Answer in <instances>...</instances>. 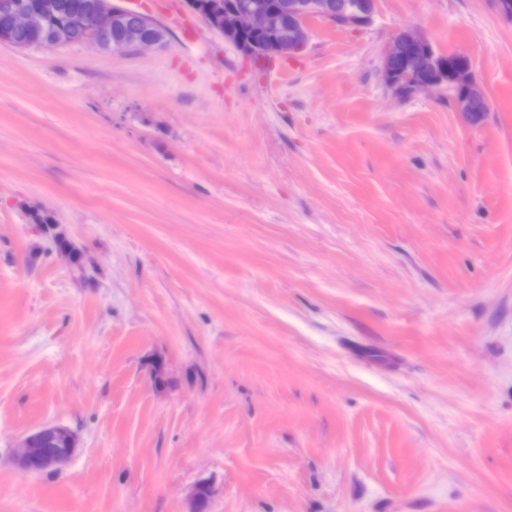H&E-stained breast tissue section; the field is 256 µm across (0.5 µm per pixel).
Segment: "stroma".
<instances>
[{
    "label": "stroma",
    "instance_id": "stroma-1",
    "mask_svg": "<svg viewBox=\"0 0 512 512\" xmlns=\"http://www.w3.org/2000/svg\"><path fill=\"white\" fill-rule=\"evenodd\" d=\"M191 23L0 45V512H512V19L376 0L288 59ZM404 28L481 121L385 88ZM47 422L78 452L17 471ZM52 441L61 448H46ZM80 448L77 431L57 423H45L24 437L20 449L12 456L15 469L22 473L41 475L62 469Z\"/></svg>",
    "mask_w": 512,
    "mask_h": 512
}]
</instances>
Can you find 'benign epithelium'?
I'll return each mask as SVG.
<instances>
[{
  "label": "benign epithelium",
  "instance_id": "1",
  "mask_svg": "<svg viewBox=\"0 0 512 512\" xmlns=\"http://www.w3.org/2000/svg\"><path fill=\"white\" fill-rule=\"evenodd\" d=\"M376 0H286L271 9L259 0H224L223 22L215 12L195 9L213 30L224 36L244 56L260 54L290 57L308 43L307 20L321 18L348 29H362L374 20ZM61 0H37L32 7L20 0H0V43L20 47V32L42 35L38 45L56 48L91 43L101 51H140L160 45L164 32L138 11L115 0H89L73 15V24L44 30L45 23L60 13ZM79 32L74 38L73 31ZM381 82L395 96L413 97L423 91L447 87L453 92L456 111L475 119L489 111L483 87L475 80L471 60L462 54H440L429 40L412 29L398 31L390 40L379 70ZM80 448L77 431L57 423H45L24 437L12 456L15 469L41 475L62 469Z\"/></svg>",
  "mask_w": 512,
  "mask_h": 512
}]
</instances>
